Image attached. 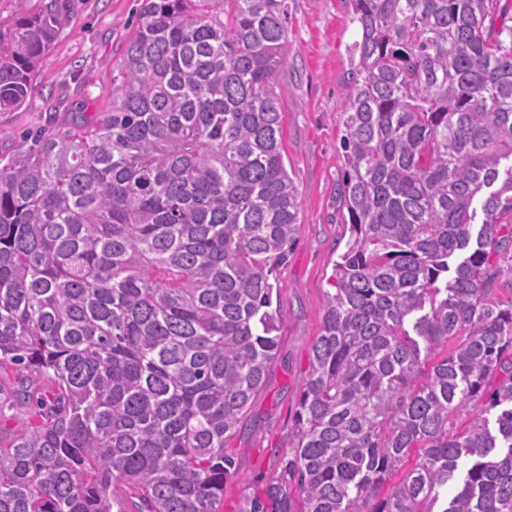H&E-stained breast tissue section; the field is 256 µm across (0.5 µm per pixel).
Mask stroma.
Returning <instances> with one entry per match:
<instances>
[{
    "label": "stroma",
    "mask_w": 512,
    "mask_h": 512,
    "mask_svg": "<svg viewBox=\"0 0 512 512\" xmlns=\"http://www.w3.org/2000/svg\"><path fill=\"white\" fill-rule=\"evenodd\" d=\"M288 66L279 88L284 161L299 192L300 230L276 270L273 304L281 313L278 346L262 390L227 448L235 475L224 487V512L280 471L293 435L300 389L320 334L334 265L349 230L339 202L344 174L342 82L358 30L351 0H288ZM138 0H66L59 36L40 65L27 104L0 112V152L19 135L67 122L76 103L107 109L112 76L136 20Z\"/></svg>",
    "instance_id": "obj_1"
}]
</instances>
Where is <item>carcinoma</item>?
Returning a JSON list of instances; mask_svg holds the SVG:
<instances>
[{
    "mask_svg": "<svg viewBox=\"0 0 512 512\" xmlns=\"http://www.w3.org/2000/svg\"><path fill=\"white\" fill-rule=\"evenodd\" d=\"M25 3L0 112L59 34L63 0ZM351 7L350 238L288 458L240 512H512V299L486 287L512 245V0ZM287 28L288 0H141L110 106L0 156V373L27 409L18 430L0 402V512H223L300 228Z\"/></svg>",
    "mask_w": 512,
    "mask_h": 512,
    "instance_id": "1",
    "label": "carcinoma"
}]
</instances>
